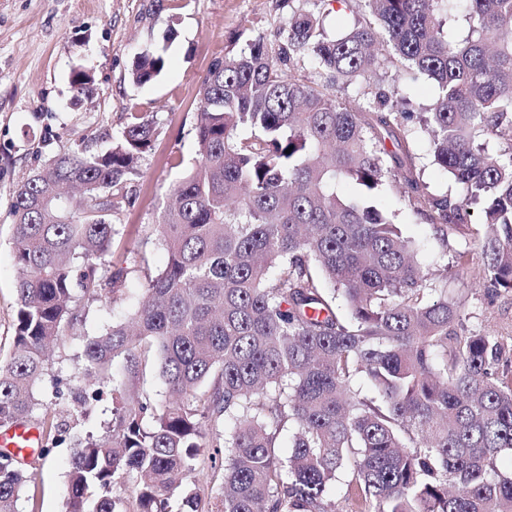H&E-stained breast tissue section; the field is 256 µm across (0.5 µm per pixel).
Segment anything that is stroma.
Here are the masks:
<instances>
[{"label":"stroma","instance_id":"1","mask_svg":"<svg viewBox=\"0 0 512 512\" xmlns=\"http://www.w3.org/2000/svg\"><path fill=\"white\" fill-rule=\"evenodd\" d=\"M307 12L323 18L330 35L344 33L356 18L352 0H0V353L13 348L15 282L12 255L13 192L45 160L64 153L108 149L121 135L130 113L149 119L155 134L151 149L122 191L112 218L117 234L112 263L138 251L124 289V300L86 304L82 322L67 331L52 352L58 388L39 385L35 394L55 401L69 433L43 436L48 457L22 460L30 477L19 512H63L73 436L103 433L112 417V394L93 402L90 417L74 410L73 394L91 389L77 379L81 343L106 333L137 305L149 278L166 264L167 252L144 229L157 223L173 183L187 175L198 155L196 93L212 61L263 37L278 45L288 19ZM162 56L166 66L149 83L131 80L141 53ZM90 71L88 95L74 102L72 71ZM404 237L416 248L419 263L433 270L453 262L457 252L479 257L474 226L462 227L440 243L429 225L416 221L394 192L380 199ZM448 293L465 301L467 330L512 337V293H488L469 277L449 279ZM210 449H201L191 479L203 512H217L221 472L211 467Z\"/></svg>","mask_w":512,"mask_h":512}]
</instances>
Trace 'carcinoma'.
I'll return each instance as SVG.
<instances>
[{
  "label": "carcinoma",
  "mask_w": 512,
  "mask_h": 512,
  "mask_svg": "<svg viewBox=\"0 0 512 512\" xmlns=\"http://www.w3.org/2000/svg\"><path fill=\"white\" fill-rule=\"evenodd\" d=\"M358 2L337 38L295 13L278 48L257 37L209 66L198 165L147 226L168 262L126 321L83 344L84 372L112 384V419L76 437L64 512H127L116 489L133 475L135 512H201L186 481L202 448L223 470L221 512H339L329 491L345 466L358 512H512V475L497 466L512 454V345L466 330L463 300L434 285L376 204L399 184L445 245L479 225L481 261L460 251L455 268L512 292V0ZM462 2L469 34L454 40L448 17ZM299 56L315 79L294 71ZM164 66L143 53L132 79ZM424 79L434 97L420 132L455 195L430 191L409 152L404 105ZM91 81L72 73L75 98ZM338 83L362 102L338 100ZM153 134L133 112L108 150L53 156L15 191L1 427L30 420L34 386L57 382L45 351L81 320V299L122 296L129 268L113 266L106 290L99 266L116 235L114 192ZM148 369L166 387L160 401L137 385ZM27 482L1 454L0 512H17Z\"/></svg>",
  "instance_id": "1"
}]
</instances>
